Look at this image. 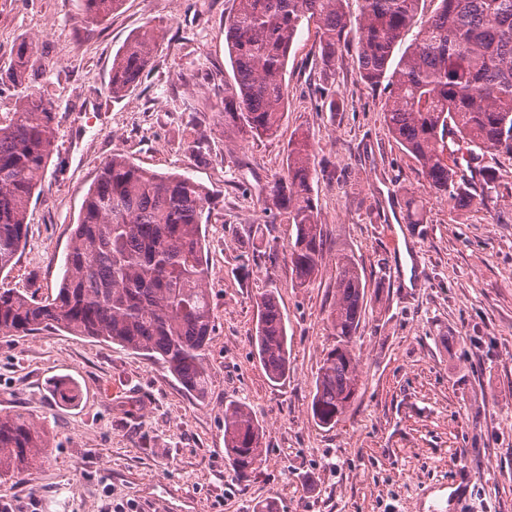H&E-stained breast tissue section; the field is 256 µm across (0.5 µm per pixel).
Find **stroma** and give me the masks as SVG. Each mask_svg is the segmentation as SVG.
Segmentation results:
<instances>
[{
	"instance_id": "1",
	"label": "stroma",
	"mask_w": 512,
	"mask_h": 512,
	"mask_svg": "<svg viewBox=\"0 0 512 512\" xmlns=\"http://www.w3.org/2000/svg\"><path fill=\"white\" fill-rule=\"evenodd\" d=\"M233 0H124L91 25L81 0H0V74L21 44L34 69L0 84V118L19 95L53 106L55 150L0 288L56 295L85 196L112 154L210 191L204 226L214 315L211 386L186 392L160 364L109 342L41 331L0 335V413L23 411L50 448L23 478H0L8 512H512V155L496 188L452 210L383 119L386 84L365 83L341 45L334 69L316 29L289 55L276 136L224 130L213 111L232 82L224 20ZM160 46L140 83L115 98L112 59L146 24ZM313 146L312 197L324 255L299 288L295 228L272 207L288 144ZM197 149H188L185 134ZM424 214L410 223V204ZM253 243H245L249 226ZM354 256L368 304L360 382L332 427L312 418L318 368L336 343L327 321L336 261ZM274 291L288 320V375L271 381L254 349L256 304ZM264 428L262 461L238 476L224 456V405ZM468 476L464 498L448 489Z\"/></svg>"
}]
</instances>
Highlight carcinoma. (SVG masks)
<instances>
[{
	"label": "carcinoma",
	"mask_w": 512,
	"mask_h": 512,
	"mask_svg": "<svg viewBox=\"0 0 512 512\" xmlns=\"http://www.w3.org/2000/svg\"><path fill=\"white\" fill-rule=\"evenodd\" d=\"M94 24L123 0H81ZM422 0H362L351 21L343 0H234L224 34L234 83L215 106L217 123L251 137L274 135L286 112L284 75L303 22L314 23L323 65L354 35L356 65L370 85L387 82L384 122L422 167L429 186L453 209L474 194L449 151L471 159L512 154V0H439L414 42L391 66L394 48L416 23ZM147 24L112 59L108 91L122 97L141 80L159 47ZM32 62L24 46L9 77ZM52 105L30 92L0 120V272L27 235V211L54 151ZM312 147L305 136L289 143L286 168L272 201L295 226L290 263L300 287L317 277L323 235L311 196ZM206 188L191 177L161 174L120 154L106 161L90 187L52 299L0 289V335L29 336L45 328L119 345L160 363L188 392L210 385L207 355L213 333L208 291L211 270L202 230ZM336 303L328 321L336 346L319 367L311 414L336 424L359 387L356 337L367 305L366 281L354 257L336 262ZM256 354L272 380L288 374V326L275 293L257 302ZM263 429L237 402L224 405V452L246 475L262 459ZM45 430L23 412L0 414V477H17L43 458Z\"/></svg>",
	"instance_id": "carcinoma-1"
}]
</instances>
